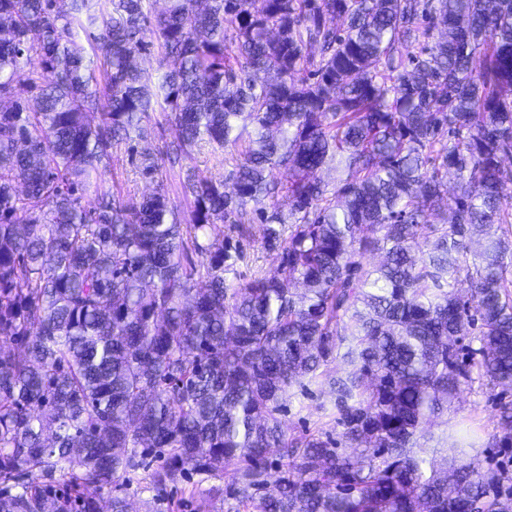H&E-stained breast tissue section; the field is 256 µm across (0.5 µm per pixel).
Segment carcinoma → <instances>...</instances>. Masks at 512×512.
I'll return each instance as SVG.
<instances>
[{
    "mask_svg": "<svg viewBox=\"0 0 512 512\" xmlns=\"http://www.w3.org/2000/svg\"><path fill=\"white\" fill-rule=\"evenodd\" d=\"M109 5L0 0V512H103L140 470L168 512L230 467L235 512H512L507 466L412 452L464 390H512V0ZM152 138L153 190L85 208ZM194 146L230 170H187L183 211L162 168ZM223 223L276 265L228 282ZM338 356L339 432L287 435L284 396ZM161 51L156 45L150 46V49L143 53L139 59L138 63L140 68L144 70L145 74L150 77L152 82H157L162 73L165 71V68L161 66Z\"/></svg>",
    "mask_w": 512,
    "mask_h": 512,
    "instance_id": "obj_1",
    "label": "carcinoma"
}]
</instances>
